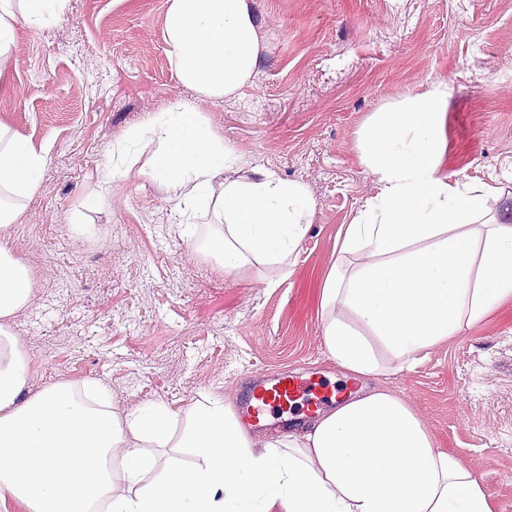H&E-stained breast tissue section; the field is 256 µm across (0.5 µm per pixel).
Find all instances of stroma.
<instances>
[{"instance_id": "35a3bbf8", "label": "stroma", "mask_w": 512, "mask_h": 512, "mask_svg": "<svg viewBox=\"0 0 512 512\" xmlns=\"http://www.w3.org/2000/svg\"><path fill=\"white\" fill-rule=\"evenodd\" d=\"M167 0H69L61 21L16 30L0 63V123L46 152L37 191L0 240L30 270L8 321L27 392L96 379L122 414L182 413L205 393L241 406L249 380L283 373L343 386L320 328L336 240L374 192L358 132L385 104L447 81L444 167L491 182L512 207V0H254L264 51L253 85L200 109L244 166L303 182L314 199L279 288L188 259L181 216L144 174L108 179L112 148L183 95L163 39ZM102 203L86 208L89 196ZM388 384L440 447L512 512V302L421 354Z\"/></svg>"}]
</instances>
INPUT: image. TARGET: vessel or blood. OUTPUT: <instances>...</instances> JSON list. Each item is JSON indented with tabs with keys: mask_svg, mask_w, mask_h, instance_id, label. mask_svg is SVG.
Returning a JSON list of instances; mask_svg holds the SVG:
<instances>
[{
	"mask_svg": "<svg viewBox=\"0 0 512 512\" xmlns=\"http://www.w3.org/2000/svg\"><path fill=\"white\" fill-rule=\"evenodd\" d=\"M302 398L307 401L308 415L313 416L332 400L333 393L326 390L321 383L284 374L254 388L242 414L248 420L257 423L264 414L288 411Z\"/></svg>",
	"mask_w": 512,
	"mask_h": 512,
	"instance_id": "vessel-or-blood-1",
	"label": "vessel or blood"
}]
</instances>
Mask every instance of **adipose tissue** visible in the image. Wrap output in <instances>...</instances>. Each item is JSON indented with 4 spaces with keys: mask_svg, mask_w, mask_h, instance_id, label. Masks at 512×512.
Wrapping results in <instances>:
<instances>
[{
    "mask_svg": "<svg viewBox=\"0 0 512 512\" xmlns=\"http://www.w3.org/2000/svg\"><path fill=\"white\" fill-rule=\"evenodd\" d=\"M68 0H0V57L17 24L59 22ZM164 38L181 84L117 147H152L146 173L184 215L191 257L273 289L293 273L314 200L268 170L226 178L238 158L199 101L253 83L259 33L251 0H168ZM448 84L373 113L358 132L376 187L349 224L321 288L322 340L345 377L381 378L462 335L512 300V216H486L497 188L444 169ZM46 157L0 126V232L39 187ZM213 213L199 239L192 219ZM27 267L0 247V498L28 512H495L480 480L438 448L410 403L368 388L312 424L253 434L221 397L186 417L159 403L126 416L97 381L27 395L22 346L4 324L30 298ZM188 449L186 463L177 455Z\"/></svg>",
    "mask_w": 512,
    "mask_h": 512,
    "instance_id": "obj_1",
    "label": "adipose tissue"
}]
</instances>
